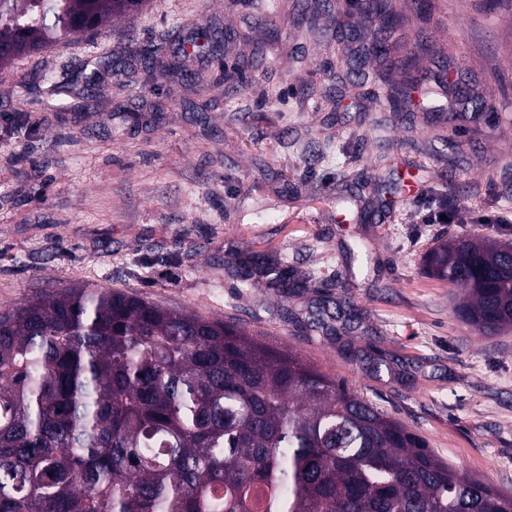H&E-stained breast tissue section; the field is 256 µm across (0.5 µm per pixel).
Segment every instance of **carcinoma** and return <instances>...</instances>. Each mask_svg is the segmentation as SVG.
Returning <instances> with one entry per match:
<instances>
[{"label":"carcinoma","instance_id":"1","mask_svg":"<svg viewBox=\"0 0 512 512\" xmlns=\"http://www.w3.org/2000/svg\"><path fill=\"white\" fill-rule=\"evenodd\" d=\"M151 0H0V67ZM380 27L400 21L376 0ZM190 49L144 71L186 72ZM55 88V76L37 87ZM255 288L306 287L272 261ZM426 275L475 332L512 329V242L437 239ZM0 512H512L425 440L295 350L110 288L0 306Z\"/></svg>","mask_w":512,"mask_h":512}]
</instances>
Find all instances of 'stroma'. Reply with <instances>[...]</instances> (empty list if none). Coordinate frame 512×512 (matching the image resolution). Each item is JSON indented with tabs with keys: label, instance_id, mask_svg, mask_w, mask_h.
<instances>
[{
	"label": "stroma",
	"instance_id": "stroma-1",
	"mask_svg": "<svg viewBox=\"0 0 512 512\" xmlns=\"http://www.w3.org/2000/svg\"><path fill=\"white\" fill-rule=\"evenodd\" d=\"M392 6L405 23L387 34L364 0H152L132 21L0 69V305L111 288L235 320L344 379L462 474L512 492V331L477 334L448 284L423 272L438 237L512 241V10ZM202 31L237 38L187 77L106 73L81 107L57 111L43 94L19 103L38 70L76 92L75 60L136 68L135 50ZM352 31L387 39L389 53L362 56V68L412 76L413 104L393 109L349 74ZM235 66L243 80L225 81ZM446 80L487 109L448 122ZM439 202L447 221L425 223ZM241 251L285 262L307 288L240 287L228 264ZM344 303L361 320L338 337L288 320ZM375 353L389 370L372 373Z\"/></svg>",
	"mask_w": 512,
	"mask_h": 512
}]
</instances>
